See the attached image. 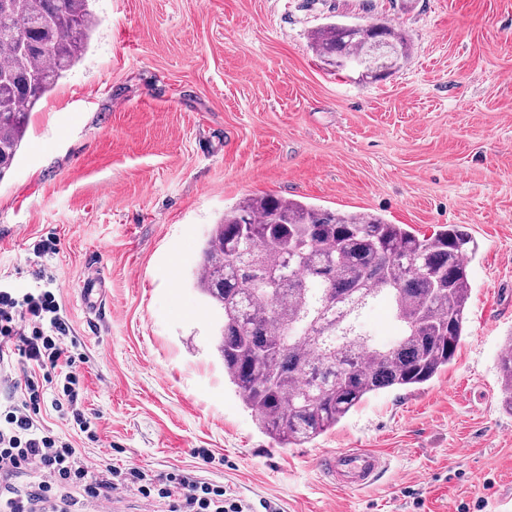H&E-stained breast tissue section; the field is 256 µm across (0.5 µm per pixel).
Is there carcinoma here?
Listing matches in <instances>:
<instances>
[{
	"instance_id": "1",
	"label": "carcinoma",
	"mask_w": 512,
	"mask_h": 512,
	"mask_svg": "<svg viewBox=\"0 0 512 512\" xmlns=\"http://www.w3.org/2000/svg\"><path fill=\"white\" fill-rule=\"evenodd\" d=\"M91 0H0V180L13 167L28 114L82 56L98 20ZM377 44L395 56L372 52ZM312 49L338 70L365 58L381 80L409 57L386 22L331 23ZM477 242L456 225L419 237L373 213L247 197L214 225L195 285L222 313L216 351L246 408L278 443L303 447L368 396L431 381L455 359ZM384 305L394 338L364 325ZM498 358L512 412V340Z\"/></svg>"
}]
</instances>
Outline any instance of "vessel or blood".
I'll return each mask as SVG.
<instances>
[{
  "mask_svg": "<svg viewBox=\"0 0 512 512\" xmlns=\"http://www.w3.org/2000/svg\"><path fill=\"white\" fill-rule=\"evenodd\" d=\"M81 300L90 313L105 305V290L97 274H90L83 284ZM317 465L343 491L357 492L372 485L388 466L385 456L366 448H348L321 456Z\"/></svg>",
  "mask_w": 512,
  "mask_h": 512,
  "instance_id": "vessel-or-blood-1",
  "label": "vessel or blood"
}]
</instances>
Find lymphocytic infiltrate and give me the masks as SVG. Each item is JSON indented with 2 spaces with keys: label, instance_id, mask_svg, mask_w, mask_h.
Masks as SVG:
<instances>
[{
  "label": "lymphocytic infiltrate",
  "instance_id": "f902f5d3",
  "mask_svg": "<svg viewBox=\"0 0 512 512\" xmlns=\"http://www.w3.org/2000/svg\"><path fill=\"white\" fill-rule=\"evenodd\" d=\"M35 287L20 289L0 282V363L22 365L0 407V512H73L72 488L86 497L110 500L113 491L133 489L144 502L165 499L169 512H279L228 497L223 486L177 471L154 481L137 468L112 466L93 471L74 448L43 422L50 409L72 417L74 427L89 432L91 420L73 372L84 362L79 343L56 296L55 280L45 268L34 273Z\"/></svg>",
  "mask_w": 512,
  "mask_h": 512
}]
</instances>
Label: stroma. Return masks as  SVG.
<instances>
[{
	"instance_id": "35a3bbf8",
	"label": "stroma",
	"mask_w": 512,
	"mask_h": 512,
	"mask_svg": "<svg viewBox=\"0 0 512 512\" xmlns=\"http://www.w3.org/2000/svg\"><path fill=\"white\" fill-rule=\"evenodd\" d=\"M87 53L30 115L0 179V279L44 264L86 355L74 369L89 465L187 470L282 512H499L512 496V415L497 359L512 337V0H95ZM388 22L410 56L380 81L330 71L310 35ZM371 212L479 245L466 335L423 385L385 390L301 448L263 433L224 375L219 320L193 284L203 244L247 196ZM104 314L84 309L91 272ZM176 282H169V275ZM387 457L359 493L319 454Z\"/></svg>"
}]
</instances>
